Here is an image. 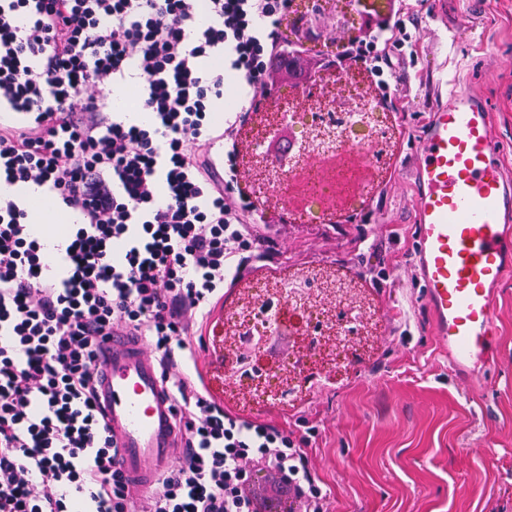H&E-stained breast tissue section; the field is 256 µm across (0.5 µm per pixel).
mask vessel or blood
I'll return each mask as SVG.
<instances>
[{
  "instance_id": "b4317fda",
  "label": "vessel or blood",
  "mask_w": 512,
  "mask_h": 512,
  "mask_svg": "<svg viewBox=\"0 0 512 512\" xmlns=\"http://www.w3.org/2000/svg\"><path fill=\"white\" fill-rule=\"evenodd\" d=\"M409 171L419 186L412 264L436 339L456 371L480 382L497 354L495 299L512 273V178L495 149L489 109L454 92L430 112ZM260 224L290 223L294 207L268 196ZM285 265L254 261L224 290L222 322L256 280L284 281ZM97 401L119 450L118 468L150 489L174 465L181 431L162 368L140 339L103 344Z\"/></svg>"
}]
</instances>
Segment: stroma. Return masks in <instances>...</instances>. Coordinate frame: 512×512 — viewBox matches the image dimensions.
Listing matches in <instances>:
<instances>
[{"mask_svg":"<svg viewBox=\"0 0 512 512\" xmlns=\"http://www.w3.org/2000/svg\"><path fill=\"white\" fill-rule=\"evenodd\" d=\"M404 19L408 41L389 46L410 104L398 115L396 175L378 187L367 223L291 224L287 251L267 253L295 268L349 264L378 281L366 292L378 324L359 341L370 372L337 363L335 339L287 331L253 349L254 365L277 372L284 389L291 363L309 362L333 391L305 390L282 414L222 370L209 383L256 419L310 438L330 512H512V274L495 304L498 354L470 392L432 333L408 262L417 192L408 163L441 94L486 101L512 177V0H409Z\"/></svg>","mask_w":512,"mask_h":512,"instance_id":"35a3bbf8","label":"stroma"}]
</instances>
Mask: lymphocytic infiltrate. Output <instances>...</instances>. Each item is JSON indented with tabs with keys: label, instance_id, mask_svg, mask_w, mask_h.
Returning a JSON list of instances; mask_svg holds the SVG:
<instances>
[{
	"label": "lymphocytic infiltrate",
	"instance_id": "1",
	"mask_svg": "<svg viewBox=\"0 0 512 512\" xmlns=\"http://www.w3.org/2000/svg\"><path fill=\"white\" fill-rule=\"evenodd\" d=\"M288 5L0 0V512H328L291 434L226 413L193 372L268 241L219 154L280 88L336 69L284 43ZM39 203L74 223L37 230ZM119 332L159 358L184 430L147 490L95 402Z\"/></svg>",
	"mask_w": 512,
	"mask_h": 512
}]
</instances>
